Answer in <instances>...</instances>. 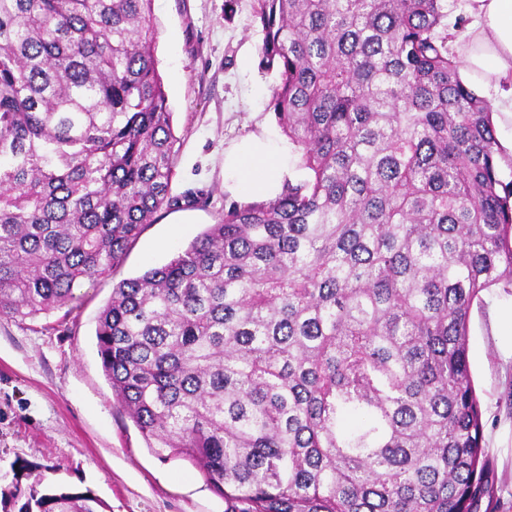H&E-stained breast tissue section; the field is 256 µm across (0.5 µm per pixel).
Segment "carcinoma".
<instances>
[{"instance_id":"carcinoma-1","label":"carcinoma","mask_w":512,"mask_h":512,"mask_svg":"<svg viewBox=\"0 0 512 512\" xmlns=\"http://www.w3.org/2000/svg\"><path fill=\"white\" fill-rule=\"evenodd\" d=\"M295 171L123 279L96 328L148 447L233 512H477L474 302L512 288V157L448 0H258ZM152 0H0V318L69 305L179 206ZM18 462L0 512H100Z\"/></svg>"}]
</instances>
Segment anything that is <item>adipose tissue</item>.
I'll list each match as a JSON object with an SVG mask.
<instances>
[{
    "label": "adipose tissue",
    "instance_id": "obj_1",
    "mask_svg": "<svg viewBox=\"0 0 512 512\" xmlns=\"http://www.w3.org/2000/svg\"><path fill=\"white\" fill-rule=\"evenodd\" d=\"M474 22L454 41L463 74L494 89L493 112L512 116V0H472ZM292 172L288 153L270 137L249 136L224 156V174L257 201L275 198Z\"/></svg>",
    "mask_w": 512,
    "mask_h": 512
}]
</instances>
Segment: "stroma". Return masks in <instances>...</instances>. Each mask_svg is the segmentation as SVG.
I'll use <instances>...</instances> for the list:
<instances>
[{
  "instance_id": "1",
  "label": "stroma",
  "mask_w": 512,
  "mask_h": 512,
  "mask_svg": "<svg viewBox=\"0 0 512 512\" xmlns=\"http://www.w3.org/2000/svg\"><path fill=\"white\" fill-rule=\"evenodd\" d=\"M256 0H153L155 56L180 139L173 195H205L145 225L113 274L75 289L67 311L0 318V484L12 465L91 490L103 512H227L188 460L159 457L120 406L96 351V325L114 284L167 262L236 195L224 186V152L250 134L288 139L270 107L274 72L261 68ZM474 386L495 512H512V294L484 295L470 311Z\"/></svg>"
}]
</instances>
